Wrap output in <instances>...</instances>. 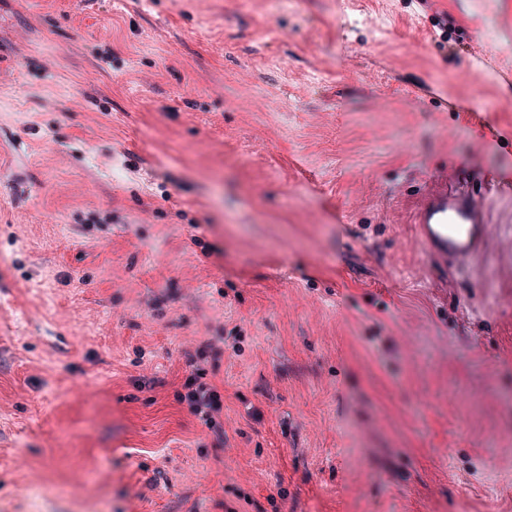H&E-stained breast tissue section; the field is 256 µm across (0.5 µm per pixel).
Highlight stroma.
I'll list each match as a JSON object with an SVG mask.
<instances>
[{
  "mask_svg": "<svg viewBox=\"0 0 512 512\" xmlns=\"http://www.w3.org/2000/svg\"><path fill=\"white\" fill-rule=\"evenodd\" d=\"M477 50L512 0H0V512H512ZM438 178L468 263L411 222ZM489 214L467 189L438 185L418 203L414 224L424 250L448 261L480 256L487 247ZM196 379L197 378L194 376L187 381L186 387L189 391L185 398L188 399L190 406H192L198 414L206 416V420L208 421L212 418L210 412L219 408L218 395L214 390L207 388L203 384L197 385L195 382Z\"/></svg>",
  "mask_w": 512,
  "mask_h": 512,
  "instance_id": "obj_1",
  "label": "stroma"
}]
</instances>
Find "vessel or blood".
Returning <instances> with one entry per match:
<instances>
[{
	"instance_id": "vessel-or-blood-1",
	"label": "vessel or blood",
	"mask_w": 512,
	"mask_h": 512,
	"mask_svg": "<svg viewBox=\"0 0 512 512\" xmlns=\"http://www.w3.org/2000/svg\"><path fill=\"white\" fill-rule=\"evenodd\" d=\"M489 214L463 188L439 185L418 203L413 221L427 253L464 261L480 256L487 247Z\"/></svg>"
}]
</instances>
